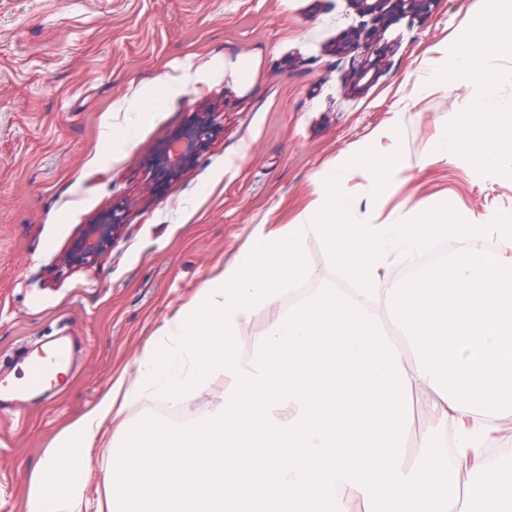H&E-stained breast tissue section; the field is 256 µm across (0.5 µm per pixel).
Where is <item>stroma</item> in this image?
<instances>
[{"instance_id":"1","label":"stroma","mask_w":512,"mask_h":512,"mask_svg":"<svg viewBox=\"0 0 512 512\" xmlns=\"http://www.w3.org/2000/svg\"><path fill=\"white\" fill-rule=\"evenodd\" d=\"M486 0H436L396 16L379 40L354 0H0V356L66 334L81 347L48 400L0 413V512H26L31 471L53 439L93 407L166 319L194 301L255 225L290 223L336 159L391 120L403 167L382 214L444 203L512 211V181L434 161L441 129L478 95L430 82L481 28ZM379 78L353 86L355 68ZM494 112L512 113V44L488 61ZM169 83L181 91L166 93ZM199 106L223 129L195 166L147 195L146 159ZM136 126L113 148V115ZM127 224L107 253L62 256L113 204Z\"/></svg>"}]
</instances>
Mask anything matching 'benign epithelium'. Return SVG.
<instances>
[{"mask_svg":"<svg viewBox=\"0 0 512 512\" xmlns=\"http://www.w3.org/2000/svg\"><path fill=\"white\" fill-rule=\"evenodd\" d=\"M362 13L376 20V27L366 33L375 40L381 28L398 13L425 15L431 11L435 0H354ZM222 131L221 114L213 109L197 110L188 121L169 138L159 143L148 157L151 175L146 191L156 194L179 180L196 162L198 156ZM127 210L122 204L102 213L96 221L84 226L65 254L63 262L69 267L89 263L110 251L122 234Z\"/></svg>","mask_w":512,"mask_h":512,"instance_id":"7a95c632","label":"benign epithelium"}]
</instances>
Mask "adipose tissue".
<instances>
[{
  "label": "adipose tissue",
  "mask_w": 512,
  "mask_h": 512,
  "mask_svg": "<svg viewBox=\"0 0 512 512\" xmlns=\"http://www.w3.org/2000/svg\"><path fill=\"white\" fill-rule=\"evenodd\" d=\"M512 38V0H487L486 25L454 48L446 83L482 79L492 34ZM512 181V113L485 97L467 103L433 146ZM397 153L345 151L318 196L276 232L256 226L233 261L207 279L149 341L134 380L118 379L71 423L33 469L27 512H81L88 448L122 406L161 395L180 401L214 377L224 390L202 421L169 432L149 421L109 451L107 512H512V463L490 461L512 422V211L486 216L423 203L380 216L346 190L367 179L389 195ZM357 287L296 296L309 240ZM460 242L435 272L417 270L434 243ZM411 268L404 280L393 266ZM291 304H283L287 295ZM265 332L248 336L257 313ZM426 395L436 422L407 463L411 401ZM472 459L448 462L449 446Z\"/></svg>",
  "instance_id": "adipose-tissue-1"
}]
</instances>
